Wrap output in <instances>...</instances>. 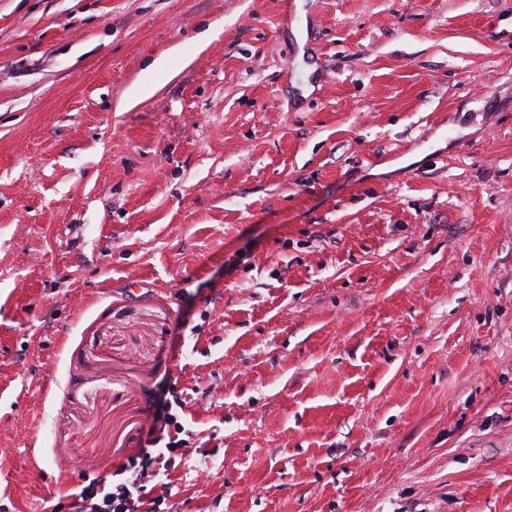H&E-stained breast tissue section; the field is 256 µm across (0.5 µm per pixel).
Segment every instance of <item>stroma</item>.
I'll return each mask as SVG.
<instances>
[{"label": "stroma", "instance_id": "stroma-1", "mask_svg": "<svg viewBox=\"0 0 512 512\" xmlns=\"http://www.w3.org/2000/svg\"><path fill=\"white\" fill-rule=\"evenodd\" d=\"M170 392L155 512H512V0H0V512Z\"/></svg>", "mask_w": 512, "mask_h": 512}]
</instances>
